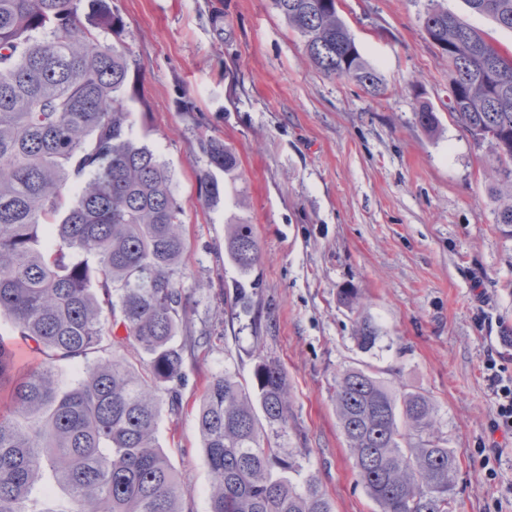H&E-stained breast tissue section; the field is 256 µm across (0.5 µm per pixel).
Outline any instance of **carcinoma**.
I'll return each mask as SVG.
<instances>
[{"label":"carcinoma","mask_w":512,"mask_h":512,"mask_svg":"<svg viewBox=\"0 0 512 512\" xmlns=\"http://www.w3.org/2000/svg\"><path fill=\"white\" fill-rule=\"evenodd\" d=\"M512 31V0H465ZM324 74L386 93L362 56L336 0H272ZM426 38L448 58V115L495 166L487 172L495 224L512 238V50L444 9L416 0ZM112 0H0V318L10 319L38 362L18 365L0 337V512H42L32 491L60 486L61 512H182L184 490L156 444L158 393L182 409L186 357L203 337H175L190 313L177 274L188 251L184 209L166 162L132 132L143 66L123 40ZM419 124L439 119L423 105ZM198 174L203 203L232 188L224 255L243 279L233 304L251 307L244 280L261 260L236 183L241 161L211 137ZM224 173L219 182L213 171ZM354 339L372 350L378 327L352 289ZM146 356L88 361L103 337ZM252 381L216 375L198 408L211 473L209 512H333L319 479L298 485L288 428L290 389L279 362L257 356ZM78 369L62 387L55 364ZM336 415L354 468L378 512H453L455 450L435 407L418 390L389 387L367 368L342 371Z\"/></svg>","instance_id":"cac0c4a2"}]
</instances>
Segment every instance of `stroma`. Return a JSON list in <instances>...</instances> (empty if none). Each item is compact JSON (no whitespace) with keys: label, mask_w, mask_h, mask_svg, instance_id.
Wrapping results in <instances>:
<instances>
[{"label":"stroma","mask_w":512,"mask_h":512,"mask_svg":"<svg viewBox=\"0 0 512 512\" xmlns=\"http://www.w3.org/2000/svg\"><path fill=\"white\" fill-rule=\"evenodd\" d=\"M143 64L134 131L169 166L189 251L177 276L186 331L209 343L188 358L182 409L161 411L157 443L184 489L183 512H209L211 475L196 423L212 378L251 380L257 355L288 375L286 447L306 449L334 512H377L353 467L333 401L337 374L368 366L432 399L457 452L455 512H512V434L494 429L484 360L512 380V239L494 222L486 148L449 117L448 61L427 40L414 0H342L340 14L388 86L373 97L326 76L271 0H112ZM224 19L216 29L215 16ZM191 111H184V103ZM440 124L428 133L420 105ZM212 136L242 161L238 189L262 258L250 313L233 315L224 210L204 206L197 174ZM362 297L380 330L353 339ZM339 302L356 312L354 323V336L358 347L364 351L372 350L379 342L381 336L378 327L363 314L364 303L358 293L352 289H344L339 292Z\"/></svg>","instance_id":"1"}]
</instances>
